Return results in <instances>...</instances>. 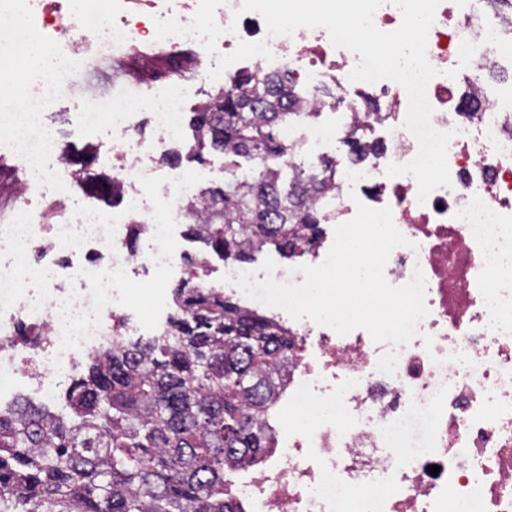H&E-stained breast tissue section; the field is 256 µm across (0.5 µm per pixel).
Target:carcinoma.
Listing matches in <instances>:
<instances>
[{"label": "carcinoma", "instance_id": "obj_1", "mask_svg": "<svg viewBox=\"0 0 512 512\" xmlns=\"http://www.w3.org/2000/svg\"><path fill=\"white\" fill-rule=\"evenodd\" d=\"M301 98L277 75L239 73L195 113L193 159L221 151L224 186L198 191L203 222L188 235L203 250L173 289L161 336L121 337L69 377L61 410L0 407V512H235L233 473L271 447V406L288 374V330L201 285L210 258L246 263L273 245L289 259L320 237L316 196L336 164L292 165L281 138ZM258 161L250 178L236 158Z\"/></svg>", "mask_w": 512, "mask_h": 512}]
</instances>
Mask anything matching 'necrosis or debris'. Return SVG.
Returning <instances> with one entry per match:
<instances>
[{
    "label": "necrosis or debris",
    "mask_w": 512,
    "mask_h": 512,
    "mask_svg": "<svg viewBox=\"0 0 512 512\" xmlns=\"http://www.w3.org/2000/svg\"><path fill=\"white\" fill-rule=\"evenodd\" d=\"M200 0H0V71L26 88L21 101L0 94V152L26 169L19 191L30 199L45 183L56 187L53 223L24 206L0 224V342L9 344L6 369L54 398L79 359L111 345L161 331L166 314L135 317L125 288L137 270L185 278L188 266L171 245L175 228L191 219L196 187L188 174L159 171V158L182 135L186 108L181 84L139 97L114 86L111 113L90 107L81 130H113L116 184L122 209L75 206L74 172L46 122V86L72 56L177 54L187 39L156 37L155 17L190 24ZM224 0L215 13L222 33L215 53L197 46L202 79L247 69L278 73L305 86V103L341 113L330 136L371 145L350 184L337 173L336 190L321 203L325 223L352 219L357 204L390 207L406 245L385 266L389 283L426 279L427 314L416 336L398 349L394 375L377 371L386 352L367 331L338 335L285 311L268 313L287 327L293 347L275 406L274 449L237 472L226 491L237 512H512V95L501 98L478 78L487 67L512 70V0H441L427 39V60L438 71L426 89L431 125L451 133V184L418 200L414 177L388 176L419 145L405 128L408 95L397 82H353L358 54L335 47L325 28L269 35L261 14ZM50 51L31 66L17 46ZM148 115L154 136H138ZM147 247L129 249L132 225ZM35 327L37 352L14 343L21 326ZM438 473H430V466Z\"/></svg>",
    "instance_id": "4bbe7bcc"
}]
</instances>
